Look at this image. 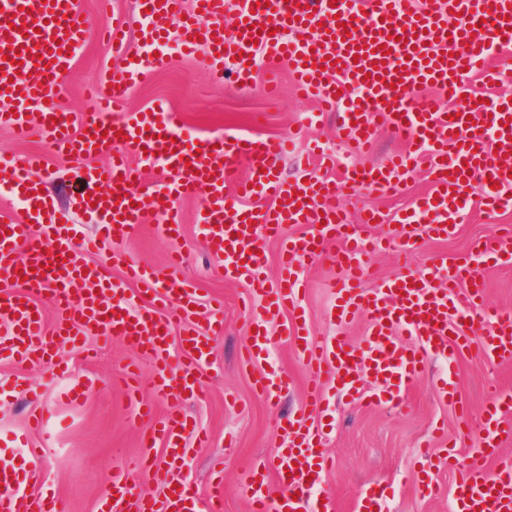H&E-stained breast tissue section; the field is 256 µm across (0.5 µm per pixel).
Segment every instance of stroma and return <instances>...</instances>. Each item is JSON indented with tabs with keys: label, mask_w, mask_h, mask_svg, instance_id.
I'll return each mask as SVG.
<instances>
[{
	"label": "stroma",
	"mask_w": 512,
	"mask_h": 512,
	"mask_svg": "<svg viewBox=\"0 0 512 512\" xmlns=\"http://www.w3.org/2000/svg\"><path fill=\"white\" fill-rule=\"evenodd\" d=\"M81 14L95 18L107 8L111 19L125 22V55L113 54L106 46L92 41L77 54L71 71L58 90L56 104L73 114L85 111L86 90L126 61L142 59L144 75L135 83L123 106L139 112L164 104L182 115L183 133L193 141L221 134L247 136L259 141L292 135L304 130L293 154L279 165L282 178H302L301 162L309 141H319L325 154L335 156L333 177H341L350 167L378 165L402 144L390 126H383L372 154H355L349 137L337 134L336 120L326 117L319 124L311 118L317 106L299 98L289 77L288 65L278 62L275 95H267L264 74L256 72L252 88L239 87L234 70H226L223 84L210 83L206 70L207 53L196 49L184 53L177 39L178 23H171L161 60L142 58L140 32L131 17L137 0H79ZM0 155L26 157L35 163V172L44 189L55 201L59 215L82 225L90 236L106 235L104 225L86 221L77 202L86 186L80 178L82 166H102L109 158L103 151L86 158L84 164L59 158L49 136L36 130L22 136L0 127ZM431 189L426 165L403 178L387 195L368 190L344 196L343 204L351 217L366 209L378 210L379 224L357 225V232L392 238L397 225L395 214L408 208L415 197ZM202 197L181 199L178 207L182 230L178 238L163 235L152 223L140 225L129 236L111 239L105 251L88 254L89 263H110L114 277L124 275L127 261L164 270L171 251H182L186 262L180 271L197 292L201 307L196 324L199 332L209 330L206 304L211 296L224 298V328L211 339V355L203 378L200 397L181 401L180 408L198 427L188 433V452L180 466L170 469L171 478L187 479L196 485L202 498H221L223 512H251L244 485L252 466L271 464L277 448L286 445V416L307 397V371L282 334L290 323L287 310L267 311L260 297L243 281L224 276V262L203 245L197 223ZM512 225V212L490 214L473 206L464 222L450 236H424L416 250L406 252L398 244L379 249L372 257L373 275L364 277L362 287L376 291L381 281L404 274L405 270L424 272L439 256L465 261L476 243L491 235L496 225ZM298 307L309 333L315 336H344L353 347L364 345L370 333L368 317L337 326L333 306L347 272L325 257L306 259L300 269ZM260 313L266 335L276 345L266 360L248 362L245 345L253 334L252 313ZM480 333H472L471 346L453 360H430L424 374L397 401L368 400L372 386L361 379V395L350 396L336 384L323 390L327 403L315 424L319 439L317 453L329 457L331 470L321 472L320 485L310 492L312 507H328L329 512H360V495L370 489L384 492L385 512H455L456 475L449 472L450 448H457L466 464L493 469L494 459L485 457L479 446L484 433L482 418L490 390L512 393V362L490 365L481 357ZM85 347L97 349L92 363H85L79 351L66 352L69 372L57 377L48 366H31L0 358V465L25 469L27 459L15 437L27 436L43 448L39 480L34 493L58 500L65 512H98L100 494L111 483L113 474L126 473L136 490L145 497L162 496L165 480L158 476L166 466L162 447L145 449L143 438L150 433L154 417L163 416L167 405L152 390V361L147 354L135 353L118 338L99 343L87 335ZM137 359L145 381L140 397L151 405L153 418L134 420L132 408L119 381L125 364ZM287 376L288 388L273 398H265L254 387L259 375ZM443 377L460 400L451 405L443 394L431 388V380ZM42 408L50 415L43 428H29L32 410ZM152 454L157 471H142L138 463ZM437 473L442 495L432 500L416 492L426 473Z\"/></svg>",
	"instance_id": "1"
}]
</instances>
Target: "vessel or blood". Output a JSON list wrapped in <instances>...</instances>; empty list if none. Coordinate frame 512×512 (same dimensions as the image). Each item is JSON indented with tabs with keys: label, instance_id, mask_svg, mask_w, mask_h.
I'll list each match as a JSON object with an SVG mask.
<instances>
[{
	"label": "vessel or blood",
	"instance_id": "1",
	"mask_svg": "<svg viewBox=\"0 0 512 512\" xmlns=\"http://www.w3.org/2000/svg\"><path fill=\"white\" fill-rule=\"evenodd\" d=\"M180 0H138L146 20L141 40L155 49L169 32ZM240 24L224 28L225 0H192L180 28L189 47H206L214 82L224 80V63L233 61L240 83H249L262 59L287 61L296 89L335 113L336 129L347 133L356 149L369 150L379 120L390 121L408 148L382 165L350 168L341 179L312 170L305 180L279 179L275 164L288 150L287 141H257L227 134L198 143L183 138L179 115L157 106L126 114L119 121L111 108L122 103L140 65L128 62L106 76L103 88L80 120L47 101L69 75L78 51L90 39L125 38L122 25L81 18L77 0H0V99L10 103L0 112V125L20 133L47 132L58 152L82 160L112 146L121 151L110 167L87 171L90 182L105 185L102 193L83 199L87 214L117 233L155 222L168 237L179 236L177 203L202 196L199 215L203 241L223 256L224 276L255 286L267 308L294 303L298 271L305 257L323 254L327 240L339 241L331 259L348 267L351 277L336 304L337 322L363 311L371 321L366 348L347 345L341 337L309 335L291 324L285 337L295 342L299 359L309 365L308 399L290 421L293 438L277 454L276 473L283 492L271 500L263 473L251 470L245 493L253 512H308L306 492L319 479L322 462L311 448L317 435L313 418L321 411V388L330 380L355 390L358 366H365L377 390L399 398L416 380L428 359L455 356L468 347L467 324L483 328L482 354L487 361L512 359V314L482 305L484 287L478 268L437 258L444 288L432 285V273H407L386 281L378 291H364L361 279L378 239L351 232L340 204L347 192L393 190L419 162H428L433 191L398 214L397 236L405 250L416 246L414 228L454 233L475 202L493 210L512 209V170L493 163L492 149L512 143V102L471 101L449 110L421 97L427 86L457 95L475 69L512 48V0H236ZM462 16L460 24L451 19ZM166 165L164 178L144 184L143 168ZM34 164L25 158L0 157V192L23 198L18 217L0 221V319L9 332L0 336V355L41 365L73 347L88 332L102 340L122 339L148 351L154 365L153 389L171 408L159 419L151 441L165 447L171 464L185 454L193 422L179 402L203 391L201 369L210 354V338L192 328L198 303L195 289L181 287L177 277L131 264L126 281H135L144 296L163 297L171 314L153 309L129 311L125 283L112 277L110 265L88 264L96 248L74 224L58 223L40 195ZM480 199H473V188ZM263 198L258 209L242 208L245 199ZM289 224H306L303 237H282ZM281 239L282 276L275 287L261 286L266 239ZM486 260L512 263V235L493 233L478 243ZM50 293L58 311L53 329H46L36 297ZM185 324L184 361L171 370L167 334L173 323ZM414 338L408 346L395 331ZM503 398L488 406L487 455L496 456V437L512 435L505 425ZM449 468L458 473L456 500L466 512H512V459H499L493 470L461 466L456 454ZM19 473L0 469V512H63L57 500L36 499L19 490ZM104 512H220L216 501H202L185 481L166 488L163 496L146 499L132 491L125 476L113 478L104 493Z\"/></svg>",
	"mask_w": 512,
	"mask_h": 512
}]
</instances>
